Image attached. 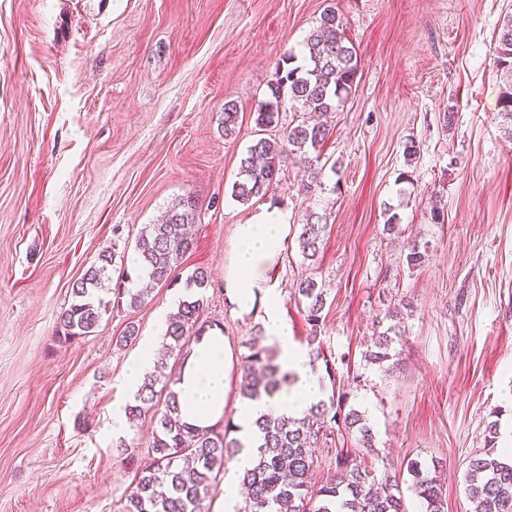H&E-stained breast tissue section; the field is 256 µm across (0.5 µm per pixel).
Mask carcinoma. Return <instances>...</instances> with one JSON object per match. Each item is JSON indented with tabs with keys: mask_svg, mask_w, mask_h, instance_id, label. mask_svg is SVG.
Masks as SVG:
<instances>
[{
	"mask_svg": "<svg viewBox=\"0 0 512 512\" xmlns=\"http://www.w3.org/2000/svg\"><path fill=\"white\" fill-rule=\"evenodd\" d=\"M305 64L280 65L269 86L268 97L256 106L255 125L261 132L278 126L285 101L306 112L327 114L344 106L352 92L360 58L355 47L344 37L341 16L329 6L304 41ZM494 66L502 79L500 115L505 137L512 141V15H507L498 30L494 47ZM224 139L236 138L240 111L232 101L224 102L222 118ZM330 136L323 123L302 122L288 129L286 143L265 137L256 139L241 159L238 179L232 185V197L242 204L264 197L277 181L284 153L317 151ZM197 206L192 199L174 204L160 224L146 225L136 241L135 263L139 276L151 284H165L182 264L193 240L186 226L195 222ZM327 228L323 216L310 213L301 224L299 247L303 259L316 261L322 235ZM116 251L103 250L71 286V302L59 315L56 339L70 342L88 336L103 316L115 310L138 308L148 298L149 288H110V270ZM207 271L198 268L187 281L196 294L179 303L167 319L164 347L174 356V363L161 357L147 375L126 407L128 420L138 422L151 414L153 422L149 460L141 463L135 449L125 441L119 447L134 472L131 490L121 512H207L217 495L224 467L240 450L239 441L231 436L237 426L229 421L220 431L214 427L199 430L184 420L180 394L175 390L181 368L192 344L199 341L206 325L201 321L205 308L204 291ZM304 306L308 326L307 347L312 363L323 362L334 385L331 395L311 405L299 418L263 415L256 422L262 434L255 464L239 476L246 490L234 512H407L401 488L403 477L395 471L377 472L368 455L375 451V434L366 415L349 404L351 380L336 382L335 369L323 350L327 291L315 279L307 277L294 292ZM394 324L380 333L366 350V362L380 364L392 358L391 347L402 339V310L389 313ZM264 337L254 336L240 355L245 381L240 396L256 400L271 395L286 376L275 355L263 345ZM485 446L467 458L463 477L471 512H512V460L497 448L498 421L487 427ZM352 437L357 447H345ZM334 442L336 470L324 479L311 481L315 468V448ZM409 488L419 500L422 512H447L446 490L436 475V468L411 459L407 462Z\"/></svg>",
	"mask_w": 512,
	"mask_h": 512,
	"instance_id": "1",
	"label": "carcinoma"
}]
</instances>
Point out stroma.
<instances>
[{
  "label": "stroma",
  "instance_id": "35a3bbf8",
  "mask_svg": "<svg viewBox=\"0 0 512 512\" xmlns=\"http://www.w3.org/2000/svg\"><path fill=\"white\" fill-rule=\"evenodd\" d=\"M329 6L360 68L327 117L322 186L304 191L310 169L293 152L265 198L239 203L254 108ZM510 13L512 0H0V512H120L133 474L112 411L139 346L114 338L131 322L140 339L154 335L198 268L210 274L203 318L222 325L231 354L234 419L243 344L262 316L239 313L224 280L238 226L274 205L290 227L265 276L294 342L307 335L294 288L311 274L327 291L324 351L337 377H361L350 403L376 435V467L439 461L447 512H470L467 457L491 420L512 435V142L493 67ZM228 100L242 116L231 141ZM186 197L194 245L169 283L56 342L72 282L111 247L122 281L141 230ZM436 197L441 224L425 217ZM311 212L328 224L314 270L298 247ZM415 244L428 252L418 268L406 261ZM403 301L413 308L394 367L366 363L388 306Z\"/></svg>",
  "mask_w": 512,
  "mask_h": 512
}]
</instances>
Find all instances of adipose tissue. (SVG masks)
<instances>
[{
  "label": "adipose tissue",
  "mask_w": 512,
  "mask_h": 512,
  "mask_svg": "<svg viewBox=\"0 0 512 512\" xmlns=\"http://www.w3.org/2000/svg\"><path fill=\"white\" fill-rule=\"evenodd\" d=\"M288 226L280 211H265L255 224L239 225L237 244L225 286L234 304L244 312L255 306L264 311L265 336L279 350L284 371L293 375L289 386L258 401H246L238 407L236 423L242 449L235 461L237 470L250 467L259 445L256 420L264 414L300 417L322 397L318 373L313 370L308 349L291 338L287 324L278 313L279 296L263 276L275 261L286 239ZM167 317L158 314L156 336L142 342L129 362L119 385L127 396H135L144 377L150 372L160 346L159 336L166 329ZM228 359L224 337L219 329L205 332L193 345L176 384L184 402L183 414L190 424L205 428L224 413V393Z\"/></svg>",
  "instance_id": "adipose-tissue-1"
}]
</instances>
